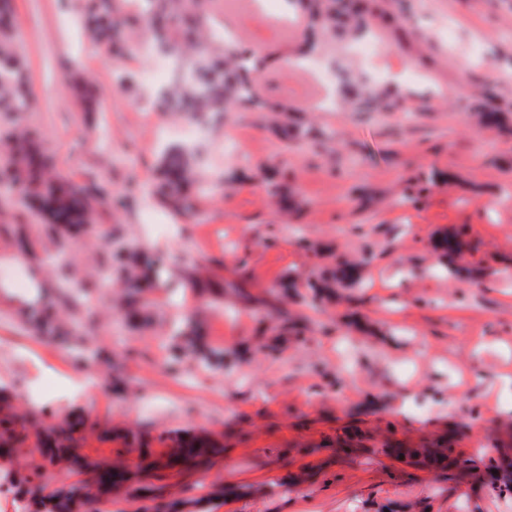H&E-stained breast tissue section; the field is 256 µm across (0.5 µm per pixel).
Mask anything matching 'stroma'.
Instances as JSON below:
<instances>
[{"instance_id": "stroma-1", "label": "stroma", "mask_w": 512, "mask_h": 512, "mask_svg": "<svg viewBox=\"0 0 512 512\" xmlns=\"http://www.w3.org/2000/svg\"><path fill=\"white\" fill-rule=\"evenodd\" d=\"M224 2L203 14L255 50L263 108H165L157 128L143 105L168 68L163 55L129 50L128 31L144 24L133 8L115 17L103 54L72 23L88 0L14 2L10 31L34 102L21 117L0 112V128L23 123L58 173L94 187L99 233L67 236L52 257L53 217L26 194L0 193V395L27 419L0 475L39 471L48 435L81 412L79 453L147 450L150 470L115 488L112 512L154 507L155 486L185 500L184 512L201 497L208 512H512V493L489 486L498 442L512 443V203L500 201L512 134L476 115L512 113V0H366L365 34L312 21L316 7L344 13L343 0H267L229 19ZM367 37L381 45L371 59L356 53ZM308 60L331 63L340 83L323 88ZM326 90L334 104L317 108ZM184 122L208 131L196 175L214 189L187 191L176 209L158 161L183 145L174 128ZM457 230L478 246L471 263L489 270L480 282L438 266L434 241ZM130 244L179 259L143 322L114 311V289L97 285ZM329 252L359 262V302L313 308L284 293L289 273L325 270ZM18 266L23 290L10 277ZM63 274L93 291L61 303L71 340L57 343L35 336L27 315L57 299ZM196 280L275 297L292 324ZM194 314L223 364L172 365L169 333ZM84 343L103 361L79 360ZM87 374L93 393L75 391ZM451 431L469 461L463 477L381 451L388 439L420 448ZM182 434L219 455L198 469L173 460Z\"/></svg>"}]
</instances>
